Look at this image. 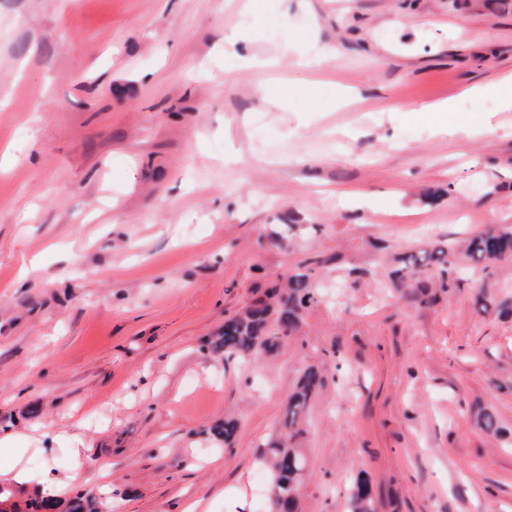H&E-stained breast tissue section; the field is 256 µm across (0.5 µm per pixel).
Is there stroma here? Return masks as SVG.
Listing matches in <instances>:
<instances>
[{
  "instance_id": "35a3bbf8",
  "label": "stroma",
  "mask_w": 512,
  "mask_h": 512,
  "mask_svg": "<svg viewBox=\"0 0 512 512\" xmlns=\"http://www.w3.org/2000/svg\"><path fill=\"white\" fill-rule=\"evenodd\" d=\"M505 79L512 0H0V468L101 512H270L258 456L312 368L299 512L359 479L375 512H512V257L390 284L512 226V112L464 93ZM306 270L328 295L281 348L210 353ZM425 112H435L437 120L441 123L438 131L459 137H469L472 133V128L455 124L452 117V107L448 102L436 104L427 108H424ZM453 252L450 248L445 251L443 248L425 247L419 249L417 254H410L397 261V266L391 272V279L394 285H407L417 274H423L430 270L433 263L441 266L440 270L446 273L453 265Z\"/></svg>"
}]
</instances>
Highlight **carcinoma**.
<instances>
[{
    "instance_id": "cac0c4a2",
    "label": "carcinoma",
    "mask_w": 512,
    "mask_h": 512,
    "mask_svg": "<svg viewBox=\"0 0 512 512\" xmlns=\"http://www.w3.org/2000/svg\"><path fill=\"white\" fill-rule=\"evenodd\" d=\"M464 254L473 265L512 256V227L490 229L471 237ZM433 263L446 271L453 265V252L428 246L422 248L416 254L399 259L391 279L396 285H405L416 275L428 271ZM316 301L317 291L312 288L309 274H292L284 289H275L269 299H260L243 314L224 321V326L210 341V349L227 358L251 357L259 351H272L298 328L303 310ZM319 383L320 376L313 369L305 371L299 379L281 420L285 436L291 438L301 431L308 400ZM235 432L236 423L232 420L218 422L211 428L214 438L224 443L230 442ZM262 460L272 474L275 512H296L305 471L303 455L288 447L286 441L273 439L266 444ZM50 507V500L35 496L19 502L12 489L0 486V512H23L25 509L41 512ZM351 507V512H374L366 483L357 482ZM67 512H100L99 502L85 495L78 496L71 501Z\"/></svg>"
}]
</instances>
